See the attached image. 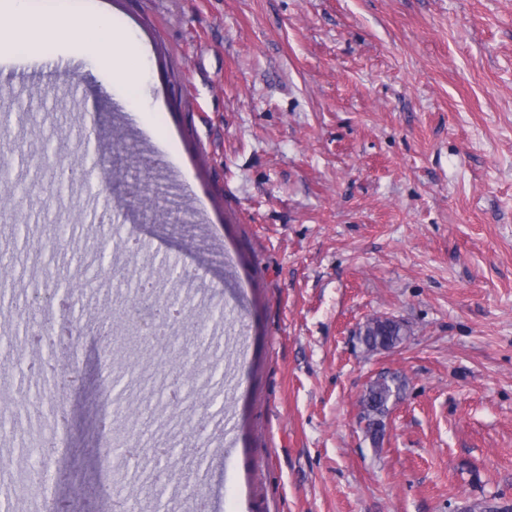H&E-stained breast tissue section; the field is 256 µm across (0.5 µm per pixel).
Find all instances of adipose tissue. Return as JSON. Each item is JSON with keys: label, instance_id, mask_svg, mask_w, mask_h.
<instances>
[{"label": "adipose tissue", "instance_id": "ef3b65f1", "mask_svg": "<svg viewBox=\"0 0 512 512\" xmlns=\"http://www.w3.org/2000/svg\"><path fill=\"white\" fill-rule=\"evenodd\" d=\"M6 9L11 22L0 24V61L35 60L41 45L61 35L75 44L88 42L97 53L109 57L103 80L109 83L122 78L127 100L136 98L139 59L125 50L123 35L113 26L111 17L74 8L54 16L38 14L32 11L31 0H7Z\"/></svg>", "mask_w": 512, "mask_h": 512}]
</instances>
